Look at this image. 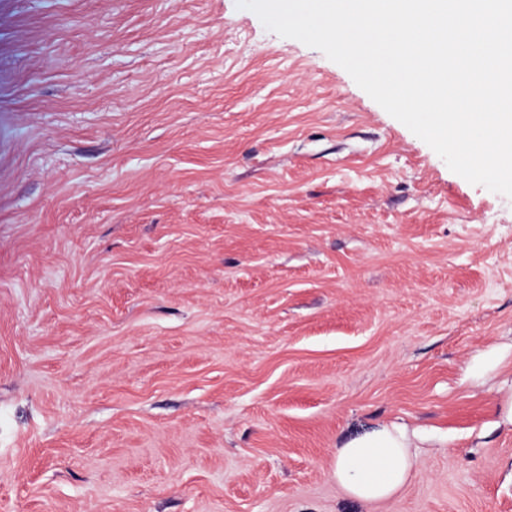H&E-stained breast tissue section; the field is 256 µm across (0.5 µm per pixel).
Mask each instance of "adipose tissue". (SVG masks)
Wrapping results in <instances>:
<instances>
[{
	"mask_svg": "<svg viewBox=\"0 0 512 512\" xmlns=\"http://www.w3.org/2000/svg\"><path fill=\"white\" fill-rule=\"evenodd\" d=\"M410 440L398 427H383L352 438L336 450L333 474L351 497L379 502L393 497L406 483L415 460Z\"/></svg>",
	"mask_w": 512,
	"mask_h": 512,
	"instance_id": "adipose-tissue-1",
	"label": "adipose tissue"
}]
</instances>
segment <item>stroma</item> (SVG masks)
<instances>
[{"label":"stroma","instance_id":"stroma-1","mask_svg":"<svg viewBox=\"0 0 512 512\" xmlns=\"http://www.w3.org/2000/svg\"><path fill=\"white\" fill-rule=\"evenodd\" d=\"M511 380L512 198L320 50L0 0V512H512ZM391 425L408 482L348 496ZM408 448L406 432L395 426L352 438L336 449V482L358 500H387L404 486L414 467Z\"/></svg>","mask_w":512,"mask_h":512}]
</instances>
